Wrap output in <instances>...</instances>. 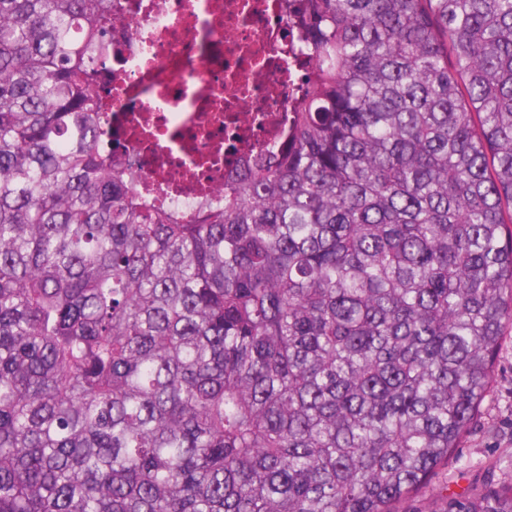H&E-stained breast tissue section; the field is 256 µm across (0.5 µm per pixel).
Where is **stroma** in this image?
<instances>
[{
	"label": "stroma",
	"mask_w": 512,
	"mask_h": 512,
	"mask_svg": "<svg viewBox=\"0 0 512 512\" xmlns=\"http://www.w3.org/2000/svg\"><path fill=\"white\" fill-rule=\"evenodd\" d=\"M512 483V334L497 353L494 382L448 468L439 470L413 499L414 512H430L436 495H467L488 482Z\"/></svg>",
	"instance_id": "35a3bbf8"
}]
</instances>
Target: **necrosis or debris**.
<instances>
[{"mask_svg":"<svg viewBox=\"0 0 512 512\" xmlns=\"http://www.w3.org/2000/svg\"><path fill=\"white\" fill-rule=\"evenodd\" d=\"M288 0H115L95 53L112 156L192 214L288 131L304 71Z\"/></svg>","mask_w":512,"mask_h":512,"instance_id":"necrosis-or-debris-1","label":"necrosis or debris"}]
</instances>
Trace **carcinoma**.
Here are the masks:
<instances>
[{
  "label": "carcinoma",
  "mask_w": 512,
  "mask_h": 512,
  "mask_svg": "<svg viewBox=\"0 0 512 512\" xmlns=\"http://www.w3.org/2000/svg\"><path fill=\"white\" fill-rule=\"evenodd\" d=\"M112 2L0 0V512H396L512 325V0H303L288 140L189 218L105 152Z\"/></svg>",
  "instance_id": "carcinoma-1"
}]
</instances>
